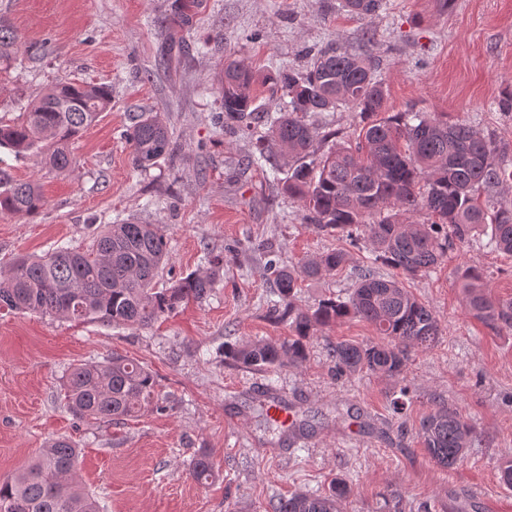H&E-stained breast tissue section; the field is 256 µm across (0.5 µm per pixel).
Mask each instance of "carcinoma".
I'll return each mask as SVG.
<instances>
[{"mask_svg": "<svg viewBox=\"0 0 512 512\" xmlns=\"http://www.w3.org/2000/svg\"><path fill=\"white\" fill-rule=\"evenodd\" d=\"M382 0H343L346 12L373 15ZM21 35L0 16V67L15 62ZM305 68L289 67L261 75L237 60H224L218 89L224 119L249 135L266 127L264 143L243 163L269 164L289 156L284 188L301 203L307 226L360 239L374 261L409 276L428 274L444 264L457 244L491 229L489 246L512 256V208L498 203V190L512 181L497 159L494 139L467 124L450 123L426 112H401L387 118L378 63L367 54H352L330 42L309 48ZM268 88L266 105L256 104L255 86ZM112 91L104 85L59 80L29 103L21 118L0 124V148L17 158L42 156L57 173L73 164L70 146L110 108ZM341 107L361 112L363 125L355 141L317 155V144L335 135L320 122L323 113ZM133 164L146 169L174 149L167 124L158 112L132 117L126 130ZM44 206L35 182L15 179L0 165V215L34 216ZM423 214L418 223L411 217ZM168 262V244L154 224H108L91 249L63 245L36 258L16 260L0 278V310L32 312L69 321L145 327L189 300H202L224 270V255L210 256L209 268L156 287ZM350 267L343 248L284 266L275 256L266 263L279 301L276 318L288 321L293 335L278 342L256 340L226 346V357L258 369L298 366L316 326L347 317L373 326L380 342L336 343L331 362L340 375L401 374L413 349H429L440 334L436 316L403 282L363 269L344 299H322L313 308L296 303L303 280L316 281ZM468 313L498 329H512V300H494L485 291L475 265L455 269ZM62 390L68 410L91 421H120L159 410L153 372L119 353L100 363L77 364L66 373ZM419 435L438 464L454 467L466 449L479 443L477 431L451 406L434 408L420 421ZM78 449L69 439H55L23 471L0 479V512H101V505L77 478ZM191 476L209 480V457L192 463ZM351 488L336 481L324 494L294 493L274 512H340Z\"/></svg>", "mask_w": 512, "mask_h": 512, "instance_id": "1", "label": "carcinoma"}]
</instances>
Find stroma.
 I'll return each instance as SVG.
<instances>
[{
    "mask_svg": "<svg viewBox=\"0 0 512 512\" xmlns=\"http://www.w3.org/2000/svg\"><path fill=\"white\" fill-rule=\"evenodd\" d=\"M176 0H0L22 36L17 61L0 72V121L12 120L57 79L105 84L112 108L71 146V171L41 158L0 160L40 183L36 217L0 215V271L22 256L66 245L90 249L102 225L134 219L167 237L163 281L206 268V250L224 254V274L203 300L182 304L153 326L76 323L0 311V477L24 469L50 439L80 450L78 475L104 512H272L294 492L352 493L342 512H512V487L498 466L512 459V332L464 308L461 262L483 273L488 293L512 299V257L477 235L445 265L407 280L440 323L428 350L409 355L398 377L336 376V342L376 341L367 322L318 327L300 367L246 368L224 356L228 342L281 340L287 322L269 312V255L282 264L344 248L380 277L366 244L316 232L278 175L244 167L251 139L224 128L216 74L225 57L258 71L301 66L306 49L328 42L370 52L379 64L387 114L416 109L490 135L512 171V0H385L357 17L341 0H192L189 26L172 24ZM376 38L366 42L364 34ZM161 112L178 147L141 171L123 136L132 115ZM154 374L161 410L112 424L83 423L67 411L62 379L72 365L112 353ZM403 398V413L392 403ZM290 424H272L273 401ZM458 408L482 438L454 468L427 453L417 428L436 405ZM209 454L216 477L200 484L190 464Z\"/></svg>",
    "mask_w": 512,
    "mask_h": 512,
    "instance_id": "1",
    "label": "stroma"
}]
</instances>
